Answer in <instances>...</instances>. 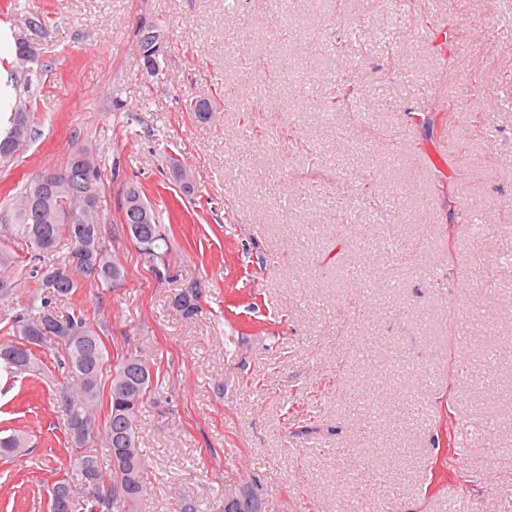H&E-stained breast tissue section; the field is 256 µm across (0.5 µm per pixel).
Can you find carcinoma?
I'll use <instances>...</instances> for the list:
<instances>
[{
  "label": "carcinoma",
  "instance_id": "1",
  "mask_svg": "<svg viewBox=\"0 0 512 512\" xmlns=\"http://www.w3.org/2000/svg\"><path fill=\"white\" fill-rule=\"evenodd\" d=\"M58 176L69 183L70 194L64 197L53 194L38 183L36 175L17 192V198L28 203V208L8 209L7 218L0 225V277H7L15 284L27 273L35 282L27 307L14 311L3 330L7 340L0 343V372L14 378L43 370L44 363L35 348L44 345L47 333L37 331V326L43 323L46 312L68 304L61 316L80 333L74 345L68 348L62 344L54 353L55 367L63 379L58 389L59 400L67 423L83 420L92 425L97 423L98 402L104 389L103 372L106 363L112 362L107 413L101 424L103 448L112 462V479L108 487H102L98 455L78 452L79 444L70 436V467L57 469L54 486L74 488L82 512H130L132 504L140 501L145 493L146 482L139 435L128 433L125 421L128 417L138 419L142 407L158 393L159 378L143 356L140 366L127 369L124 368L126 355L109 359L101 334L87 312L70 304L80 283L115 288L124 280L125 269L115 263L97 271L93 262L85 257L78 259L71 251L55 258L60 241L73 243L95 230V225L82 224L70 213H81L85 205L97 206L102 172L98 163L88 169L69 161ZM122 208L130 239L152 265L155 275L160 279L165 277L170 267L166 228L141 191L134 187L126 190ZM71 265L74 266L71 278L55 280L54 272L58 268ZM200 294L201 288L191 284L176 298L175 305L184 317L197 314ZM24 446L25 438L20 433L0 438V455L8 457ZM124 448L135 449L131 465L122 461ZM90 488L94 492L84 497Z\"/></svg>",
  "mask_w": 512,
  "mask_h": 512
}]
</instances>
